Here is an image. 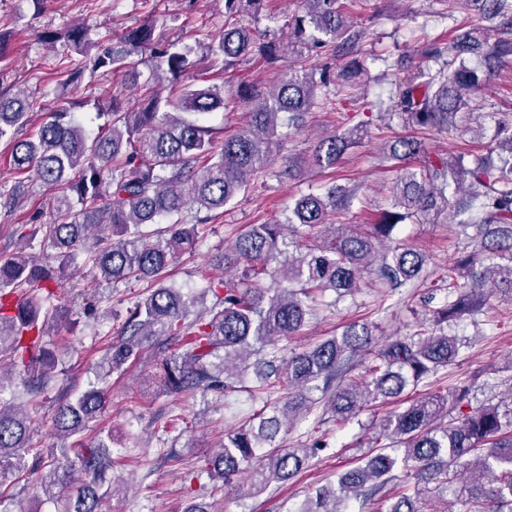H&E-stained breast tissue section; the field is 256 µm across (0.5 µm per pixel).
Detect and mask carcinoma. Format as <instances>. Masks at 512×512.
<instances>
[{"label": "carcinoma", "mask_w": 512, "mask_h": 512, "mask_svg": "<svg viewBox=\"0 0 512 512\" xmlns=\"http://www.w3.org/2000/svg\"><path fill=\"white\" fill-rule=\"evenodd\" d=\"M264 2L224 0L229 23L208 47L222 71L256 55L280 58L274 41L231 22L244 11L259 14ZM366 2L299 0L303 14L290 23L289 35L296 64L288 76L264 89L240 84L228 94L222 84L182 83L193 68L190 48L159 41L151 24L128 28L88 61L68 62L57 71L60 80L74 82L87 71L133 73L147 55L154 59L150 81L164 76L174 91L165 97L149 92L137 112L123 111L112 98L98 107L97 116L106 121L92 139L74 116L85 101L46 113L31 137L17 139L31 122L29 100L21 92L0 91V142L12 144L10 166L49 191L63 186L52 199L58 222L41 224L37 231L20 225L22 246L0 253V358L8 361L0 368V386L16 379L19 393L30 401L54 386L59 360L46 337L57 319L45 305L59 299L62 267L77 256L114 285L145 279L154 284L129 308L118 339L93 368L94 379L74 398L59 395L55 436L78 435L96 421L105 404L101 384L148 349L157 351L154 376L172 396L232 393L245 380L248 357L258 353L263 358L254 389L278 397L266 400L187 475L193 482L205 474L228 487L246 473L249 490L258 494L295 477L325 444L320 438L304 448L276 444L281 431L312 414L317 404L309 396L312 390L322 391L327 410L340 422L379 401L398 399L408 386L456 362L458 340L444 325L478 311L489 296L486 286L512 298V119L497 120L496 164L478 152L433 157L419 137L427 130H459L457 118L469 109L471 96L512 61V0H467L483 19L497 21L500 37L493 46L474 28L447 44L429 42L420 56L442 66L434 74L418 66L399 82L396 108L410 133L389 146L391 158L399 161L390 207L378 212L368 230L343 231L323 245L305 243L310 231L331 225V217L354 199L352 190L332 185L295 199L284 222L253 224L239 234L216 258L217 266L238 271L236 277L211 279L194 297L166 283L169 266L195 248L212 213L248 190L249 177L270 166L282 144L277 128L283 116L297 128L316 105L326 80L306 65V55L345 58L338 70L343 82H353L367 69L361 34L346 13V5ZM60 37L81 49L88 31L73 26L58 36L44 35V41ZM471 54L482 58L483 69L468 64ZM237 102L250 107V124L223 139V129L203 116ZM369 126L362 121L325 136L315 150L316 165L336 166L367 136ZM26 198L22 181H0V205L6 210L24 207ZM450 213L461 217L459 226H475L478 240L455 259V274L440 280L438 287L448 294L432 311V325L421 322L408 336L381 342L375 326L356 321L338 336L286 359L280 356L279 343L308 323L317 294L333 291L339 301L360 287L365 273L392 290L422 283L426 255L394 242V232L408 221L445 223ZM166 219L171 220L166 229H148ZM273 261L278 266H271ZM266 276L271 284L264 287ZM209 292L216 303L192 312ZM356 358L364 362V372L351 376L349 363ZM468 395L465 386L449 395L431 392L385 416L378 426L380 443L365 465L344 472L338 486L317 490L294 512H343L342 502L387 495L393 499L387 512H421L420 489L398 481L400 467L437 489L466 478L468 512H512V399L475 408L457 421L449 418L448 402L462 404ZM43 468L48 472L39 485L47 498L70 489L64 512H103L102 503L115 488L105 485L112 437L86 446L76 461L67 448L47 458L31 443L28 410L0 398V477Z\"/></svg>", "instance_id": "obj_1"}]
</instances>
